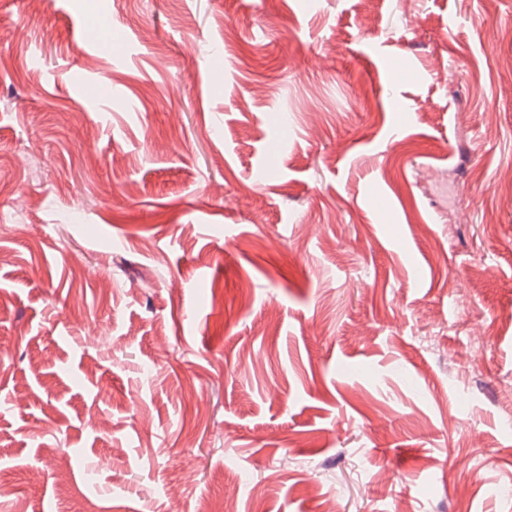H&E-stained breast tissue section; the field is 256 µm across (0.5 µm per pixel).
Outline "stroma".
<instances>
[{
    "label": "stroma",
    "instance_id": "stroma-1",
    "mask_svg": "<svg viewBox=\"0 0 512 512\" xmlns=\"http://www.w3.org/2000/svg\"><path fill=\"white\" fill-rule=\"evenodd\" d=\"M510 30L0 0V512H512ZM89 43L94 48H108L112 50L124 45L126 37L121 36L120 33L112 30V27L107 30L92 29L89 34Z\"/></svg>",
    "mask_w": 512,
    "mask_h": 512
}]
</instances>
